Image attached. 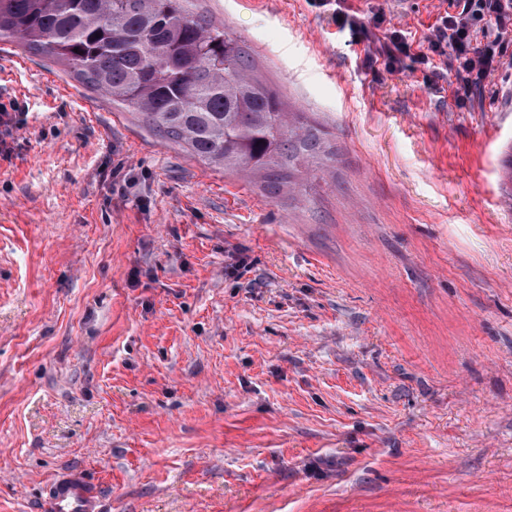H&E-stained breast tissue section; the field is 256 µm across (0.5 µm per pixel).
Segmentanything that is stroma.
Listing matches in <instances>:
<instances>
[{"label":"stroma","instance_id":"1","mask_svg":"<svg viewBox=\"0 0 512 512\" xmlns=\"http://www.w3.org/2000/svg\"><path fill=\"white\" fill-rule=\"evenodd\" d=\"M336 150L303 195L0 42V512H512V75L366 65L308 0H198ZM421 40L439 0H352ZM51 512H100V495L74 473L59 474L48 486Z\"/></svg>","mask_w":512,"mask_h":512}]
</instances>
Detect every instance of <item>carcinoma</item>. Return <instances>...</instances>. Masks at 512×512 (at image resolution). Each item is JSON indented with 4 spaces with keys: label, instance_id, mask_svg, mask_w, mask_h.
<instances>
[{
    "label": "carcinoma",
    "instance_id": "carcinoma-1",
    "mask_svg": "<svg viewBox=\"0 0 512 512\" xmlns=\"http://www.w3.org/2000/svg\"><path fill=\"white\" fill-rule=\"evenodd\" d=\"M63 63L215 168L302 188L335 153L192 0H0V40Z\"/></svg>",
    "mask_w": 512,
    "mask_h": 512
}]
</instances>
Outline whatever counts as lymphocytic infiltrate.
Returning a JSON list of instances; mask_svg holds the SVG:
<instances>
[{
    "instance_id": "lymphocytic-infiltrate-1",
    "label": "lymphocytic infiltrate",
    "mask_w": 512,
    "mask_h": 512,
    "mask_svg": "<svg viewBox=\"0 0 512 512\" xmlns=\"http://www.w3.org/2000/svg\"><path fill=\"white\" fill-rule=\"evenodd\" d=\"M326 14L338 31L349 32L353 44L362 45L366 61L383 62L397 69L405 58L428 60L436 55L469 100L483 97L486 79L493 73H512V54L501 50L504 34L512 31V0H448L419 44H411L404 29L386 26L383 11L358 14L348 0H309Z\"/></svg>"
}]
</instances>
